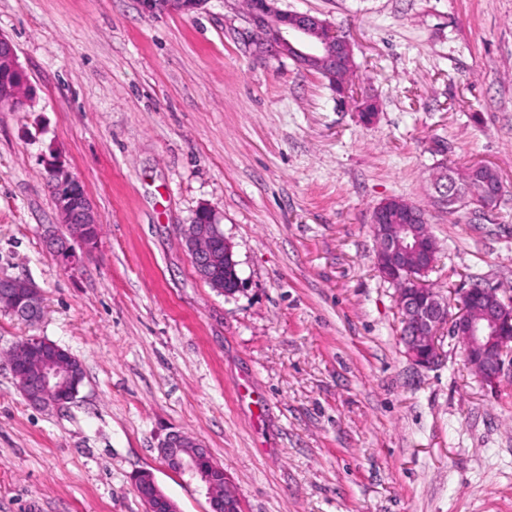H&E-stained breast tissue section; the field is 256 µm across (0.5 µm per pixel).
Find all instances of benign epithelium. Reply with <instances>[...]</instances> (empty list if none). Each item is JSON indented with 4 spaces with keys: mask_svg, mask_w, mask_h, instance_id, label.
Listing matches in <instances>:
<instances>
[{
    "mask_svg": "<svg viewBox=\"0 0 512 512\" xmlns=\"http://www.w3.org/2000/svg\"><path fill=\"white\" fill-rule=\"evenodd\" d=\"M208 0H141L150 14L191 15ZM248 17L259 44L275 53L296 59L303 67L326 78L350 65L351 43L336 34L324 20L299 14L292 18L277 7V0H252ZM13 76L19 86L10 90L11 105L25 106L29 89L14 44L0 33V76ZM60 178L54 198L64 232L48 234L50 250L66 265L81 259L77 250L87 252L96 241L99 221L82 183L63 167L47 163ZM411 223L398 222L391 201L380 203L372 214V232L377 241L374 263L379 275L399 282L398 306L402 328L400 340L414 365L432 368L442 357L441 333L449 331L462 344L467 364L478 380L491 387L505 375L512 376V300L504 302L498 290L474 281L461 294L459 310L449 313L448 301L419 277L435 267L437 244L418 211L407 208ZM183 237L196 272L213 282L219 271L224 281L241 283L233 247L224 238L216 214L201 207L193 223L185 226ZM26 321L42 313L39 288L29 280L0 277V305ZM14 377L26 400L39 407H60L76 398L83 382L82 362L58 344L40 337L29 339L13 356ZM168 469L200 479L210 504V512H242L239 495L216 465L206 446L185 434L172 431L159 444ZM135 490L146 512H179L176 504L160 489L154 475L142 471L134 478Z\"/></svg>",
    "mask_w": 512,
    "mask_h": 512,
    "instance_id": "1",
    "label": "benign epithelium"
}]
</instances>
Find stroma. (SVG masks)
Wrapping results in <instances>:
<instances>
[{
    "label": "stroma",
    "instance_id": "1",
    "mask_svg": "<svg viewBox=\"0 0 512 512\" xmlns=\"http://www.w3.org/2000/svg\"><path fill=\"white\" fill-rule=\"evenodd\" d=\"M354 47L345 99L256 52L241 0L149 16L139 0H0L30 87L0 112V277L31 280L35 323L0 311V512H144L151 471L180 512H209L159 454L200 440L243 512H512V379L477 380L458 340L412 364L397 291L374 267L375 207H421L450 305L478 280L512 299V0H279ZM377 100L376 119L356 111ZM101 224L84 261L59 229L45 160ZM495 169L485 218L448 208L441 165ZM219 217L242 287L196 273L183 229ZM42 337L85 379L38 409L4 358Z\"/></svg>",
    "mask_w": 512,
    "mask_h": 512
}]
</instances>
